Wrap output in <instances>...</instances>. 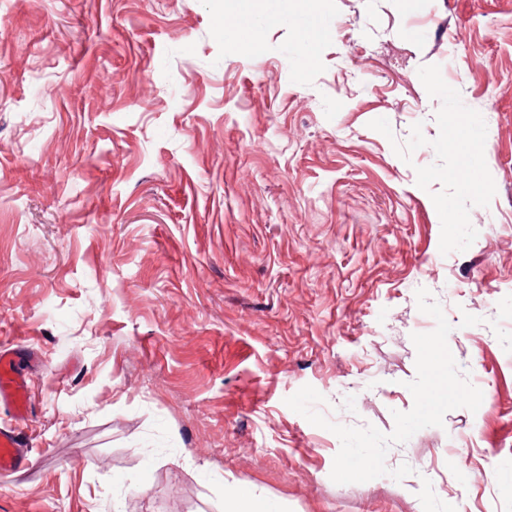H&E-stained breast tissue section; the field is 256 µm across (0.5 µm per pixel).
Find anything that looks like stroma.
Listing matches in <instances>:
<instances>
[{"instance_id":"1","label":"stroma","mask_w":512,"mask_h":512,"mask_svg":"<svg viewBox=\"0 0 512 512\" xmlns=\"http://www.w3.org/2000/svg\"><path fill=\"white\" fill-rule=\"evenodd\" d=\"M312 22L0 0V344L36 358L0 512H512V0ZM421 287L482 403L334 483L285 400L391 432Z\"/></svg>"}]
</instances>
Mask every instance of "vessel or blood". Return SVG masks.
Listing matches in <instances>:
<instances>
[{"instance_id":"b4317fda","label":"vessel or blood","mask_w":512,"mask_h":512,"mask_svg":"<svg viewBox=\"0 0 512 512\" xmlns=\"http://www.w3.org/2000/svg\"><path fill=\"white\" fill-rule=\"evenodd\" d=\"M0 403L10 408L15 420L13 426L0 428V474L11 475L31 464L17 428L28 417V381L20 371L14 348L5 346L0 348Z\"/></svg>"}]
</instances>
